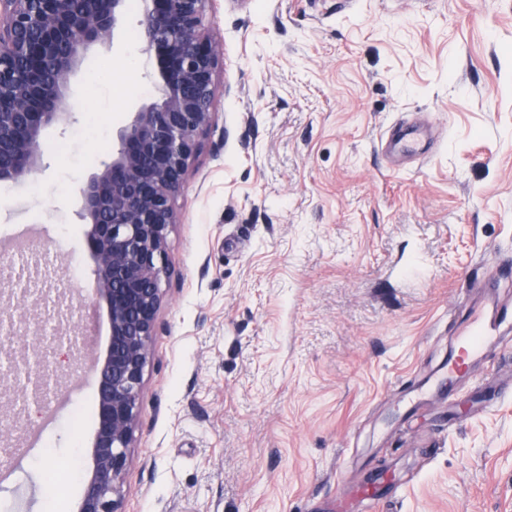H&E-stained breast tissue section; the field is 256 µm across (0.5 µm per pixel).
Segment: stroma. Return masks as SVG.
<instances>
[{
  "mask_svg": "<svg viewBox=\"0 0 512 512\" xmlns=\"http://www.w3.org/2000/svg\"><path fill=\"white\" fill-rule=\"evenodd\" d=\"M141 13L127 52L94 46L74 76L39 194L0 192V269L41 226L74 339L51 397L18 390L22 423L0 424L8 512H76L92 465L110 326L77 189L159 97L128 67ZM206 23L215 116L168 234L122 512H330L381 471L400 485L377 512H512V347L432 393L472 279L512 256V0H209ZM92 116L105 145L53 151ZM406 122L423 152L395 171L380 143Z\"/></svg>",
  "mask_w": 512,
  "mask_h": 512,
  "instance_id": "stroma-1",
  "label": "stroma"
}]
</instances>
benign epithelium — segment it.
Instances as JSON below:
<instances>
[{"mask_svg": "<svg viewBox=\"0 0 512 512\" xmlns=\"http://www.w3.org/2000/svg\"><path fill=\"white\" fill-rule=\"evenodd\" d=\"M208 0H144L138 51L155 64L161 99L130 113L112 157L78 188L77 218L89 225L96 261L94 294L111 323L107 354L96 366L93 468L78 512H121L123 474L137 425L149 358L167 234L178 223L175 202L212 122L220 52L205 31ZM129 0H0V181H21L43 167L45 131L70 119L72 78L95 44L121 51ZM9 295L0 298V329L28 338L45 368L53 346L41 321Z\"/></svg>", "mask_w": 512, "mask_h": 512, "instance_id": "1", "label": "benign epithelium"}]
</instances>
